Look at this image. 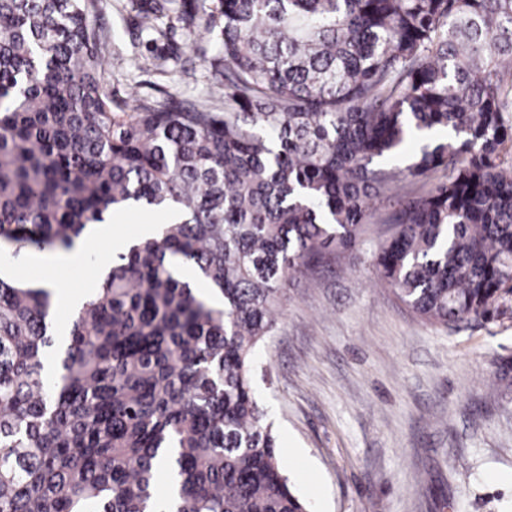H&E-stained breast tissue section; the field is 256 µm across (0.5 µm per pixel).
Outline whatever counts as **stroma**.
Instances as JSON below:
<instances>
[{
	"label": "stroma",
	"mask_w": 512,
	"mask_h": 512,
	"mask_svg": "<svg viewBox=\"0 0 512 512\" xmlns=\"http://www.w3.org/2000/svg\"><path fill=\"white\" fill-rule=\"evenodd\" d=\"M100 5L90 24L105 61L182 46L166 75L107 70L114 108L146 97L176 106L205 99L220 77L211 66L223 54L220 32L195 45L178 26L155 42L131 0ZM392 210L375 204L364 242L342 263L292 279L275 332L255 354L256 398L274 423L284 473L311 512H512V388L495 378L500 359H512V301L488 322L416 318L371 264ZM37 254L28 249L13 263L32 283L48 277L73 290L100 279L93 263L38 268Z\"/></svg>",
	"instance_id": "obj_1"
}]
</instances>
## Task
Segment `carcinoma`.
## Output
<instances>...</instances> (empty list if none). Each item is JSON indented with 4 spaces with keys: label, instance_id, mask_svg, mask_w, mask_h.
<instances>
[{
    "label": "carcinoma",
    "instance_id": "carcinoma-1",
    "mask_svg": "<svg viewBox=\"0 0 512 512\" xmlns=\"http://www.w3.org/2000/svg\"><path fill=\"white\" fill-rule=\"evenodd\" d=\"M135 2L158 40L177 21L197 42L219 11L204 101L117 112L98 0H0V243L69 251L115 215H179L87 291L54 381L50 293L0 278V512H308L252 380L288 279L395 198L373 266L416 316L488 320L512 297V0ZM416 137L405 169L373 164Z\"/></svg>",
    "mask_w": 512,
    "mask_h": 512
}]
</instances>
